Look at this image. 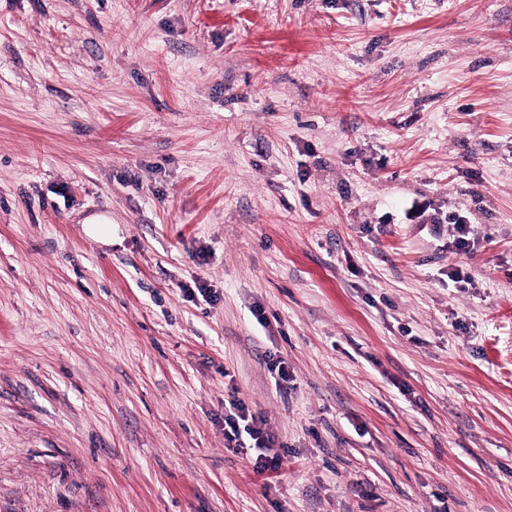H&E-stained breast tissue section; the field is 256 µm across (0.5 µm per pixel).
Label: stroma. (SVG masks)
<instances>
[{"mask_svg":"<svg viewBox=\"0 0 512 512\" xmlns=\"http://www.w3.org/2000/svg\"><path fill=\"white\" fill-rule=\"evenodd\" d=\"M0 512H512V0H0ZM230 407L234 414H227L224 416V437L229 444L236 443L233 448H250L256 449L260 453L256 457L257 471L260 473L267 471H275L279 467V456L274 454L270 456L266 454L271 450L270 443L272 442L271 434L264 430L262 425L259 424L258 420L253 415H249L251 418V425H245L244 431L249 435L250 439L254 441L253 445L244 446V443L240 441L241 431L239 419L242 421H248L246 416V409L242 402L234 400L230 402ZM227 428V429H226Z\"/></svg>","mask_w":512,"mask_h":512,"instance_id":"obj_1","label":"stroma"}]
</instances>
